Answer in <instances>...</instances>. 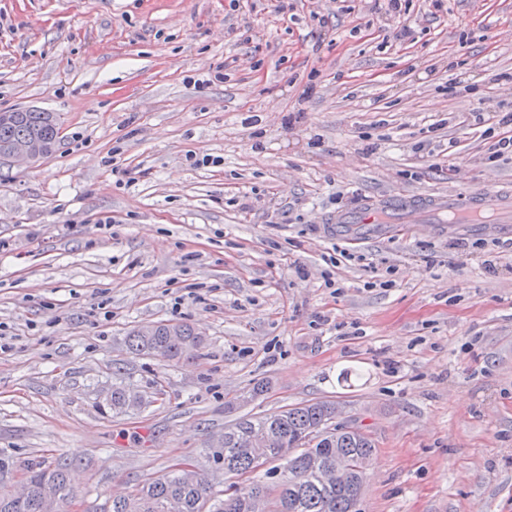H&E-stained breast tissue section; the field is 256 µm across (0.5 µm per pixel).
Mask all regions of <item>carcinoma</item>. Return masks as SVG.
<instances>
[{
  "label": "carcinoma",
  "mask_w": 512,
  "mask_h": 512,
  "mask_svg": "<svg viewBox=\"0 0 512 512\" xmlns=\"http://www.w3.org/2000/svg\"><path fill=\"white\" fill-rule=\"evenodd\" d=\"M59 123L54 112H0V151L33 137L51 143ZM127 343L139 354L179 362L192 358L203 338L187 323L157 322L146 331L134 328ZM150 403L145 393L126 386L112 388L110 406L115 413ZM335 409V402L319 400L263 416L240 417L210 442L216 461L230 478L255 474L260 458L280 462L273 498L259 479L222 497L198 467L186 464L128 494L114 495L104 505L90 507L89 512H352L361 495L365 470L336 474V451L363 462L373 455L376 442L355 426L336 429L332 423ZM11 475V462L0 454V512H45L48 489L62 503L73 494L67 462L28 465V490L23 496L6 490Z\"/></svg>",
  "instance_id": "carcinoma-1"
}]
</instances>
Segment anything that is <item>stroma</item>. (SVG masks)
<instances>
[{
  "label": "stroma",
  "instance_id": "35a3bbf8",
  "mask_svg": "<svg viewBox=\"0 0 512 512\" xmlns=\"http://www.w3.org/2000/svg\"><path fill=\"white\" fill-rule=\"evenodd\" d=\"M291 2L0 0V110L64 127L0 162V452L72 462L65 512L185 460L224 489L209 441L309 400L377 442L360 512H512V225L320 221L512 184V0ZM157 321L203 348L132 354ZM116 383L155 400L114 414Z\"/></svg>",
  "mask_w": 512,
  "mask_h": 512
}]
</instances>
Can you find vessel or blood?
Segmentation results:
<instances>
[{
	"label": "vessel or blood",
	"mask_w": 512,
	"mask_h": 512,
	"mask_svg": "<svg viewBox=\"0 0 512 512\" xmlns=\"http://www.w3.org/2000/svg\"><path fill=\"white\" fill-rule=\"evenodd\" d=\"M331 221L346 236L365 234L378 224H511L512 185L455 190L436 196L390 194L364 199L337 210Z\"/></svg>",
	"instance_id": "1"
}]
</instances>
